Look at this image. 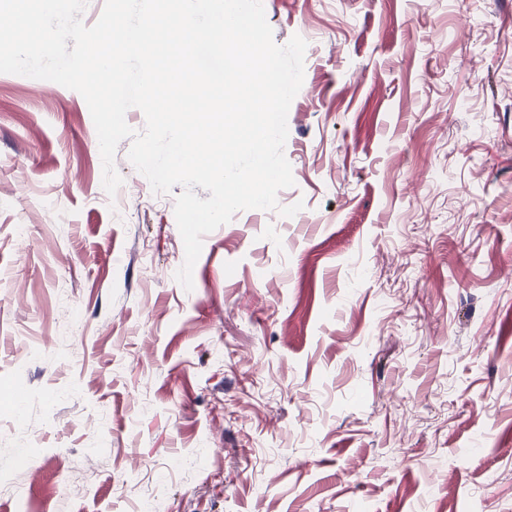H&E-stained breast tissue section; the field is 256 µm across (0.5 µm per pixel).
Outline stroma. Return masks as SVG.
<instances>
[{
	"label": "stroma",
	"instance_id": "1",
	"mask_svg": "<svg viewBox=\"0 0 512 512\" xmlns=\"http://www.w3.org/2000/svg\"><path fill=\"white\" fill-rule=\"evenodd\" d=\"M295 184L203 238L0 73V512H512V0H263ZM28 227L25 239L16 225Z\"/></svg>",
	"mask_w": 512,
	"mask_h": 512
}]
</instances>
